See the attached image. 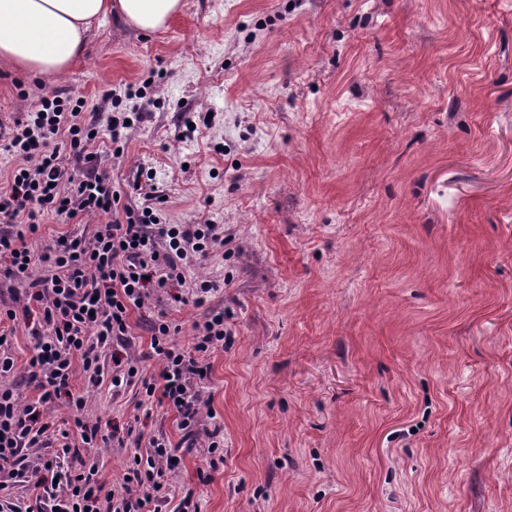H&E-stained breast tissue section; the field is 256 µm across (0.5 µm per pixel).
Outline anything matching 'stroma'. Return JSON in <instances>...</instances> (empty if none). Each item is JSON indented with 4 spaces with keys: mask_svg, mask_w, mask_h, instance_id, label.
<instances>
[{
    "mask_svg": "<svg viewBox=\"0 0 512 512\" xmlns=\"http://www.w3.org/2000/svg\"><path fill=\"white\" fill-rule=\"evenodd\" d=\"M57 89L87 122L139 113L121 155L93 146L122 204L224 227L185 267L218 291L147 300L99 383L75 372L85 408H49L112 435L71 434L65 470L117 485L163 438L184 462L158 512H512V0H182L156 33L107 19L59 75L0 60V120ZM214 309L203 482L206 436L140 380L151 322L186 348ZM118 355L141 378L116 391Z\"/></svg>",
    "mask_w": 512,
    "mask_h": 512,
    "instance_id": "35a3bbf8",
    "label": "stroma"
}]
</instances>
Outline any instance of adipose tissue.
I'll list each match as a JSON object with an SVG mask.
<instances>
[{"instance_id":"ef3b65f1","label":"adipose tissue","mask_w":512,"mask_h":512,"mask_svg":"<svg viewBox=\"0 0 512 512\" xmlns=\"http://www.w3.org/2000/svg\"><path fill=\"white\" fill-rule=\"evenodd\" d=\"M181 0H0V58L40 76L65 71L107 18L142 32L166 27Z\"/></svg>"}]
</instances>
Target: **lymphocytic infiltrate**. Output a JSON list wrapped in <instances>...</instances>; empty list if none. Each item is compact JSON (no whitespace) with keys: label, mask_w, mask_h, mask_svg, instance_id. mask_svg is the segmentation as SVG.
<instances>
[{"label":"lymphocytic infiltrate","mask_w":512,"mask_h":512,"mask_svg":"<svg viewBox=\"0 0 512 512\" xmlns=\"http://www.w3.org/2000/svg\"><path fill=\"white\" fill-rule=\"evenodd\" d=\"M83 107V101L58 93L39 97L0 136V155L23 160L0 191V287L8 293L0 299V478H23L20 452L50 444L49 404L64 398L69 407L83 409V397L71 390L74 373L83 370L89 382H97L100 351L127 336L131 310L151 293L185 284L182 260L207 256L224 243L219 225L162 224L148 209L120 208L111 179L88 150L95 137L80 121ZM102 213L109 220L92 236L62 235L37 254L26 244L38 236L44 217L66 224ZM37 264L45 275L33 276ZM33 316L38 324L28 365L35 394L25 400L7 382L16 371L9 329ZM177 332L166 321L153 324L150 354L162 368L140 380L148 396L176 412L190 437L199 423V386L212 372L209 357L223 349L230 331L223 312L214 311L196 324L190 348L175 343ZM60 436L61 448L33 470L41 512H150L167 499L166 475L176 468L177 450L165 440L152 441L148 464L130 462L120 488H105L81 471L68 476L66 495L58 497L60 461L77 453L68 431Z\"/></svg>","instance_id":"lymphocytic-infiltrate-1"}]
</instances>
